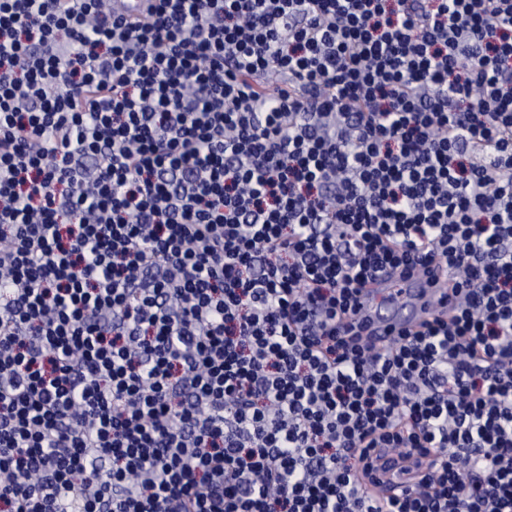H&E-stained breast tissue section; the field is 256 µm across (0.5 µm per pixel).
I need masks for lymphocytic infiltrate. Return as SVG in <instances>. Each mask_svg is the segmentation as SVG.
Here are the masks:
<instances>
[{
	"mask_svg": "<svg viewBox=\"0 0 512 512\" xmlns=\"http://www.w3.org/2000/svg\"><path fill=\"white\" fill-rule=\"evenodd\" d=\"M147 2L0 0V512H512V0ZM396 281L383 275L358 298L368 336L379 347L391 336L417 329L431 313L446 311L450 305L449 292L444 293L445 288H432L427 279L409 280L398 303L384 301L383 296L396 287ZM376 288H381L379 294L374 293Z\"/></svg>",
	"mask_w": 512,
	"mask_h": 512,
	"instance_id": "1",
	"label": "lymphocytic infiltrate"
}]
</instances>
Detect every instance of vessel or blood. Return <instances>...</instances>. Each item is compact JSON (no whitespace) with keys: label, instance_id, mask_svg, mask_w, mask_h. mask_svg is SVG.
Returning <instances> with one entry per match:
<instances>
[{"label":"vessel or blood","instance_id":"b4317fda","mask_svg":"<svg viewBox=\"0 0 512 512\" xmlns=\"http://www.w3.org/2000/svg\"><path fill=\"white\" fill-rule=\"evenodd\" d=\"M395 286V280L383 276L376 287L366 288L358 298L367 332L379 346L385 345L391 336L417 329L431 313L444 311L450 304L443 289L418 279L408 281L398 303L384 301V294Z\"/></svg>","mask_w":512,"mask_h":512}]
</instances>
